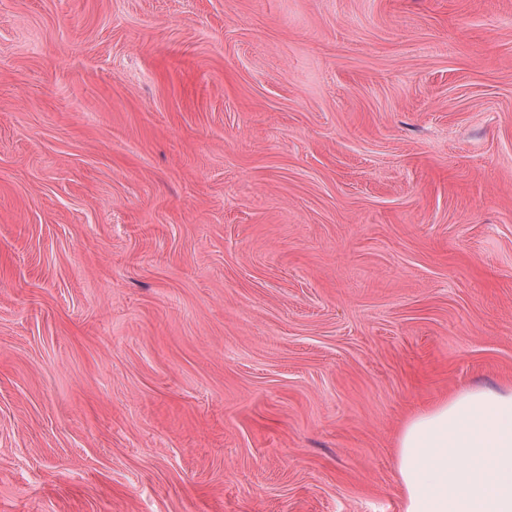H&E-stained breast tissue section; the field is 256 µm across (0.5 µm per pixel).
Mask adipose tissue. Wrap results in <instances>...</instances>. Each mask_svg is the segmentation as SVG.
<instances>
[{
  "label": "adipose tissue",
  "instance_id": "adipose-tissue-1",
  "mask_svg": "<svg viewBox=\"0 0 512 512\" xmlns=\"http://www.w3.org/2000/svg\"><path fill=\"white\" fill-rule=\"evenodd\" d=\"M403 512H512V389H466L397 440Z\"/></svg>",
  "mask_w": 512,
  "mask_h": 512
}]
</instances>
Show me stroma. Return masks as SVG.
<instances>
[{
	"label": "stroma",
	"instance_id": "obj_1",
	"mask_svg": "<svg viewBox=\"0 0 512 512\" xmlns=\"http://www.w3.org/2000/svg\"><path fill=\"white\" fill-rule=\"evenodd\" d=\"M512 387V0H0V512H402Z\"/></svg>",
	"mask_w": 512,
	"mask_h": 512
}]
</instances>
